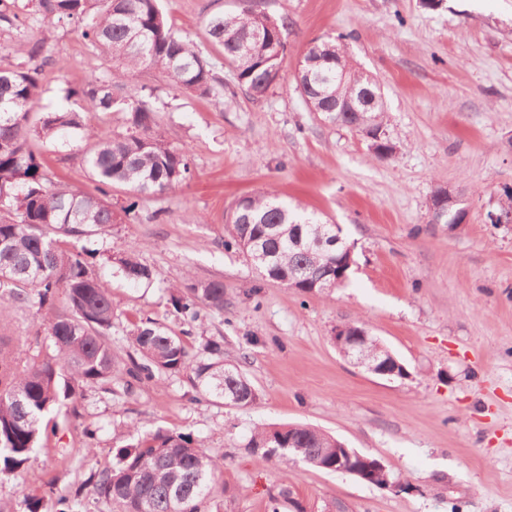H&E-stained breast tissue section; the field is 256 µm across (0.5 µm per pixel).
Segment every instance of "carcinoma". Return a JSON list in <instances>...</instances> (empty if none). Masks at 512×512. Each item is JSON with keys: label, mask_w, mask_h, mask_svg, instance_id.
Masks as SVG:
<instances>
[{"label": "carcinoma", "mask_w": 512, "mask_h": 512, "mask_svg": "<svg viewBox=\"0 0 512 512\" xmlns=\"http://www.w3.org/2000/svg\"><path fill=\"white\" fill-rule=\"evenodd\" d=\"M43 20H76L100 53L122 63L107 77L70 88L66 98L89 112H122L132 133L101 137L82 124L75 110L46 112L32 122L31 109L42 95L44 41L31 36L16 53L24 61L0 69V269L14 271L0 281V477L18 473L31 454L49 446L50 436L69 425L70 404L83 387L129 395L160 375L188 376L200 395L231 406L253 405L258 394L241 362L224 361V338L204 339L191 351L188 338L203 314L224 311V282L189 281L173 289L170 304L188 328L175 331L152 318H140L130 332L132 353L123 368L112 355V296L68 239L106 233L117 222L110 192L116 185L163 196L184 182L187 154L155 129L156 108L149 99L121 93V85L141 66L159 70L169 83L204 98L224 88L215 65L193 41L175 34L160 0H38ZM210 37L222 46L235 87L253 99L263 97L281 76L286 54L285 23L244 6L236 14L206 20ZM343 37L313 43L303 56L297 86L309 109L330 123L349 127L369 142L375 157L398 150L388 131L380 87L357 70ZM76 130L86 142V170L97 193L69 190L53 180L30 148L31 135L58 141ZM226 248H236L266 280L301 293L330 292L346 286L352 265L340 229L308 216L268 191L237 200L228 224ZM130 281L149 282L152 271L136 250L113 258ZM15 307L35 308L43 324L24 342L2 334L4 318ZM53 351L40 346L39 337ZM115 461L98 467L86 495L111 505V512H211L216 488L224 487L223 457L191 432L157 427L127 433ZM336 439L315 427L284 424L259 427L246 448L262 461L291 457L307 466L336 470Z\"/></svg>", "instance_id": "1"}]
</instances>
